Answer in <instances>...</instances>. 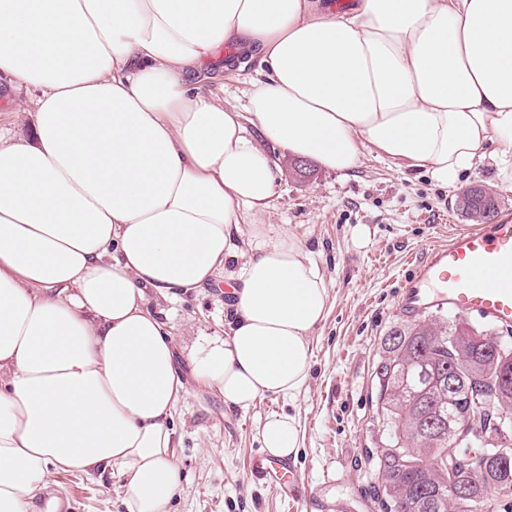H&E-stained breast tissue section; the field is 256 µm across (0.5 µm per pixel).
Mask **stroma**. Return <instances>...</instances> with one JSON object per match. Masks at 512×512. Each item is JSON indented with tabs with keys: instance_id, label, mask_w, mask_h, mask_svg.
<instances>
[{
	"instance_id": "obj_1",
	"label": "stroma",
	"mask_w": 512,
	"mask_h": 512,
	"mask_svg": "<svg viewBox=\"0 0 512 512\" xmlns=\"http://www.w3.org/2000/svg\"><path fill=\"white\" fill-rule=\"evenodd\" d=\"M259 68L258 59L243 57L227 69L219 51L188 83L241 108ZM33 122L28 94L1 84L0 128L26 138ZM277 157L271 207L247 221L291 225L325 275L328 308L311 337L310 378L295 401L270 396L245 411L190 389L174 414L181 490L171 512H328L337 503L345 512H372L370 457L384 441L374 375L385 337L394 326L411 322L395 307L412 262L449 226L465 225L457 202L472 186L493 189L500 217L512 218V180L497 178L489 160L464 173L452 189L370 153L352 172L314 163L304 178L294 173L289 155L281 151ZM152 305L168 315L178 347L192 345L197 333L224 329L223 285L175 302L157 298ZM282 412L296 415L299 423L294 463L306 494L298 503H284L274 485L253 482L247 473L250 459L262 452L263 420ZM54 480L69 500L68 512H126L119 476L73 472Z\"/></svg>"
}]
</instances>
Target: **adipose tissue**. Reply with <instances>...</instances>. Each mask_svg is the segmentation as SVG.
<instances>
[{
  "label": "adipose tissue",
  "instance_id": "adipose-tissue-1",
  "mask_svg": "<svg viewBox=\"0 0 512 512\" xmlns=\"http://www.w3.org/2000/svg\"><path fill=\"white\" fill-rule=\"evenodd\" d=\"M232 41L264 71L254 137L188 85ZM0 76L37 92L32 138L0 134V512H65L54 474L113 468L128 512H169L189 386L300 394L328 289L288 225L238 237L276 188L262 142L443 187L493 144L512 178V0H0ZM220 281L227 332L177 352L151 295ZM260 437L297 455L296 416Z\"/></svg>",
  "mask_w": 512,
  "mask_h": 512
}]
</instances>
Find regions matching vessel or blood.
I'll return each mask as SVG.
<instances>
[{
    "mask_svg": "<svg viewBox=\"0 0 512 512\" xmlns=\"http://www.w3.org/2000/svg\"><path fill=\"white\" fill-rule=\"evenodd\" d=\"M431 308L512 328V220L454 227L447 242L429 246L403 286L397 311L416 316ZM250 475L275 485L283 498L295 496L298 479L287 460H255Z\"/></svg>",
    "mask_w": 512,
    "mask_h": 512,
    "instance_id": "b4317fda",
    "label": "vessel or blood"
}]
</instances>
